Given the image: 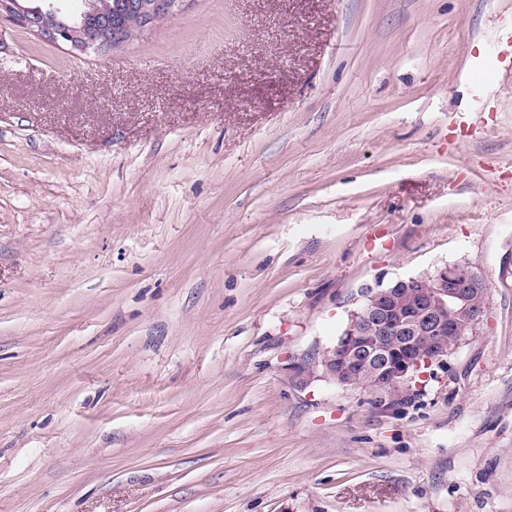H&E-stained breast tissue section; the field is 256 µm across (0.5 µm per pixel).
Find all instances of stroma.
<instances>
[{
  "instance_id": "35a3bbf8",
  "label": "stroma",
  "mask_w": 512,
  "mask_h": 512,
  "mask_svg": "<svg viewBox=\"0 0 512 512\" xmlns=\"http://www.w3.org/2000/svg\"><path fill=\"white\" fill-rule=\"evenodd\" d=\"M511 31L186 0L74 53L0 18V512H512ZM445 264L488 314L412 404L324 375L362 285Z\"/></svg>"
}]
</instances>
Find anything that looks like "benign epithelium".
I'll return each instance as SVG.
<instances>
[{
    "mask_svg": "<svg viewBox=\"0 0 512 512\" xmlns=\"http://www.w3.org/2000/svg\"><path fill=\"white\" fill-rule=\"evenodd\" d=\"M23 2L0 0V15L8 14L51 43L76 52H107L124 44L119 22L106 16L88 20L99 13L92 0H82L84 9L78 13L62 10L55 0H40L42 5L35 7ZM183 2L130 0L129 11L146 29L157 17L175 14ZM486 292L475 270L448 264L432 274L361 287L358 306L342 335L322 354L324 374L346 389L370 390V404L376 408L393 410L411 404L422 391L427 369L444 365L455 352L448 346V334L483 321L487 306L476 299Z\"/></svg>",
    "mask_w": 512,
    "mask_h": 512,
    "instance_id": "1",
    "label": "benign epithelium"
}]
</instances>
